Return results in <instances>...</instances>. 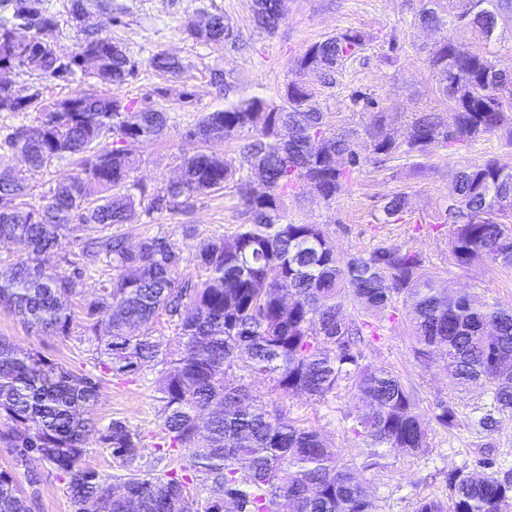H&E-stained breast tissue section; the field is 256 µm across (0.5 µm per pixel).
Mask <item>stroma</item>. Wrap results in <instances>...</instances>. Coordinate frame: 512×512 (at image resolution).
I'll return each instance as SVG.
<instances>
[{
  "mask_svg": "<svg viewBox=\"0 0 512 512\" xmlns=\"http://www.w3.org/2000/svg\"><path fill=\"white\" fill-rule=\"evenodd\" d=\"M128 11L126 24L113 26L105 12L95 13L92 24L112 33L127 48L136 65V76L118 88L121 97L148 105H160L172 121L165 134L140 147L137 176L147 192H154L178 174L179 158L192 154L197 142L184 138L187 125L203 113L223 107L224 97L210 83V72L223 70L234 96L275 95L291 78L294 60L313 42L346 30L365 33L368 40L361 54L345 63L335 85L326 86L319 75L307 76L335 129H362L373 112L386 116V129L401 138L414 114L446 112L450 104L436 88L428 56L436 34L414 24L421 0H288V13L274 35L257 31L251 24V0H115ZM220 11L241 36L243 48L206 46L193 41L184 31V21L196 10ZM158 52L176 56L181 76L174 93L159 100L154 90L163 80L148 65ZM188 90L189 99L179 98ZM512 158V146L491 135L468 145L440 150L428 161L425 171L414 168L412 160L396 158L385 167H362L353 175L347 192L332 202L313 194L283 199L289 221L321 224L327 229L338 253H367L379 246L409 247L422 253L425 265L442 284L458 292L479 291L502 307L512 309V270L494 265H478L468 271L455 267L448 240V226L437 223L454 197L455 176L473 164L493 158ZM405 192L411 211L395 224L379 223L385 201ZM247 219L235 186L208 194L193 208L180 213L144 212L125 231L130 242L156 234L170 236L184 253H192L198 240L224 233L233 224ZM197 230L196 237L184 234L186 226ZM0 337L35 349L49 359L66 363L72 370L93 367L86 344L75 337L36 333L14 315L0 310ZM413 337L406 318L386 324L381 340L366 356L394 371L418 397V411L429 425L431 450L422 457L395 455L387 468L365 472L364 480L383 503V512H414L421 497L446 496L448 474L463 466H475L484 451V440L472 429L475 407L489 405L482 390L456 397L458 424L450 430L432 422L436 402L448 395V378L436 365H420L412 356ZM101 394L97 414L102 421L122 419L137 427L143 456L154 453L162 431L161 404L146 378L115 376L100 370ZM291 412L299 423L316 428L333 439L346 457L357 453L347 430L346 413L352 409V395L310 403L296 397ZM0 469L14 471L19 483L28 472L38 473V506L35 512H71L65 496V482L48 462L29 458L26 465L15 463V454L0 444Z\"/></svg>",
  "mask_w": 512,
  "mask_h": 512,
  "instance_id": "1",
  "label": "stroma"
}]
</instances>
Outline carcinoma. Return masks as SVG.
<instances>
[{
	"mask_svg": "<svg viewBox=\"0 0 512 512\" xmlns=\"http://www.w3.org/2000/svg\"><path fill=\"white\" fill-rule=\"evenodd\" d=\"M466 2L460 18L491 40L508 18V0ZM93 8L113 9L112 23L123 22L124 8L112 0H67L65 13L76 23ZM286 14L285 0H252L253 25L270 35ZM207 19L198 29L188 18L185 32L204 45L238 46L240 35L224 25L223 14ZM415 22L440 34L429 67L454 112L419 113L403 141L386 132L381 112L360 131L331 129L304 77L316 71L335 83L339 68L367 41L346 29L298 56L294 77L275 99H231L223 71L211 70V82L224 87V108L186 127L184 137L196 138L199 149L182 158L177 179L150 196L137 176V150L164 134L170 113L82 90L47 102L37 85L19 96L0 83V112L41 111L36 124L0 136V161L16 153L24 159L22 168L0 167V197L29 196L32 171L62 160L78 166L58 175L57 186L37 201L0 208V242L24 246L23 255L0 265V308L35 332L68 337L81 328L94 342L91 359L115 375L151 374L164 432L155 460L180 448L192 471L133 468L142 457L136 427L121 419L104 425L93 415L100 378L0 338V442L15 450L18 465L31 455L51 463L63 475L71 512H86L89 501L94 512H224L205 496L212 486L235 504L230 512H382L362 473L383 467L393 453L423 456L431 448L413 390L365 354L381 339L382 323L401 313L411 325L416 362L435 354L452 392L479 386L489 394L490 408H476L472 419L477 433L491 435L512 417V309L443 286L411 248L341 256L323 225L292 223L283 210L289 193L336 199L364 164L382 168L404 156L423 171L437 148L488 135L512 141V67L455 43L448 36L455 15L445 0H428ZM80 32L76 51L64 56L57 50L60 19L46 0H0V71L105 86L134 77V63L126 50H114L119 42L112 35ZM150 66L172 80L181 73L164 52ZM226 139L241 140L237 165L208 149ZM254 179L266 185L265 196L252 195ZM230 183L238 186L247 221L200 241L189 256L167 236H147L132 247L125 233L112 231L135 223L147 196L153 210L180 212ZM455 194L444 219L455 265L512 269V207H494L512 200V164L490 159L465 168L456 175ZM409 209L408 195L397 193L379 221L394 224ZM87 224L104 234L83 239L78 232ZM68 236L78 245L73 259L59 252ZM188 266L199 275L184 274ZM95 275L101 288L84 302L78 322L74 298L83 279ZM161 316L175 333L164 352L153 340ZM257 376L268 382L264 397L253 393ZM342 389L355 399L348 431L362 451L353 459L317 429L298 424L288 406L294 396L316 403ZM433 419L444 429L457 425L453 397L436 402ZM93 433L128 466L126 473L101 474L81 464ZM479 467L449 473L448 497H422L414 512L512 506V469H496L487 459ZM0 512H30L15 476L2 469Z\"/></svg>",
	"mask_w": 512,
	"mask_h": 512,
	"instance_id": "cac0c4a2",
	"label": "carcinoma"
}]
</instances>
